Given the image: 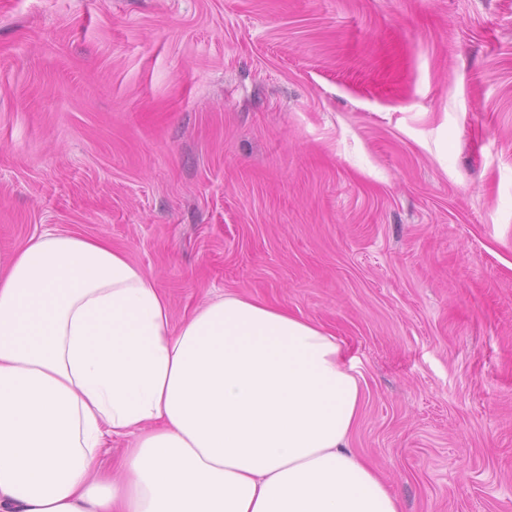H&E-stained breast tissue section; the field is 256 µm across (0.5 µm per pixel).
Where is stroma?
Returning a JSON list of instances; mask_svg holds the SVG:
<instances>
[{
    "mask_svg": "<svg viewBox=\"0 0 512 512\" xmlns=\"http://www.w3.org/2000/svg\"><path fill=\"white\" fill-rule=\"evenodd\" d=\"M343 340L403 512H512V0H0V259Z\"/></svg>",
    "mask_w": 512,
    "mask_h": 512,
    "instance_id": "obj_1",
    "label": "stroma"
}]
</instances>
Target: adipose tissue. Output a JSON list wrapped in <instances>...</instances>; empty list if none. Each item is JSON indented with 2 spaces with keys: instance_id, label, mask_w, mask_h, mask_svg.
I'll list each match as a JSON object with an SVG mask.
<instances>
[{
  "instance_id": "obj_1",
  "label": "adipose tissue",
  "mask_w": 512,
  "mask_h": 512,
  "mask_svg": "<svg viewBox=\"0 0 512 512\" xmlns=\"http://www.w3.org/2000/svg\"><path fill=\"white\" fill-rule=\"evenodd\" d=\"M361 403L337 336L287 307L226 292L174 321L65 230L0 263V512H402L348 446Z\"/></svg>"
}]
</instances>
